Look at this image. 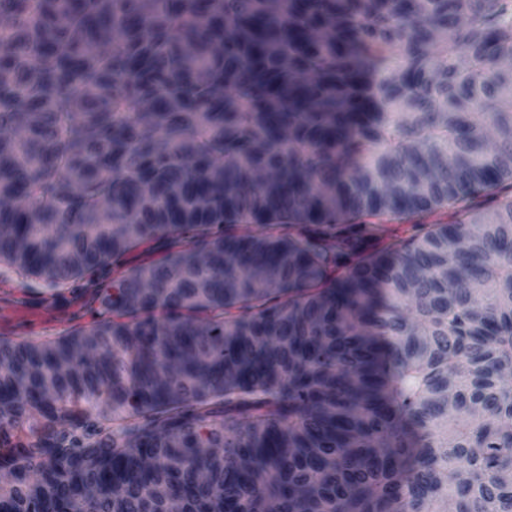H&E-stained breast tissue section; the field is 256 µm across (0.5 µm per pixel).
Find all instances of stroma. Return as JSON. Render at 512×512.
I'll list each match as a JSON object with an SVG mask.
<instances>
[{
  "label": "stroma",
  "instance_id": "obj_1",
  "mask_svg": "<svg viewBox=\"0 0 512 512\" xmlns=\"http://www.w3.org/2000/svg\"><path fill=\"white\" fill-rule=\"evenodd\" d=\"M196 241L180 233L155 237L132 247L106 268L57 291L38 280L0 274V337L16 340L24 324L43 319L59 332L86 328L99 308V291L111 287L130 271L162 258L194 249Z\"/></svg>",
  "mask_w": 512,
  "mask_h": 512
}]
</instances>
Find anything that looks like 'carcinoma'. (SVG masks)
Returning <instances> with one entry per match:
<instances>
[{"label": "carcinoma", "mask_w": 512, "mask_h": 512, "mask_svg": "<svg viewBox=\"0 0 512 512\" xmlns=\"http://www.w3.org/2000/svg\"><path fill=\"white\" fill-rule=\"evenodd\" d=\"M511 61L512 0H0V267L200 237L0 340V512H512Z\"/></svg>", "instance_id": "1"}]
</instances>
